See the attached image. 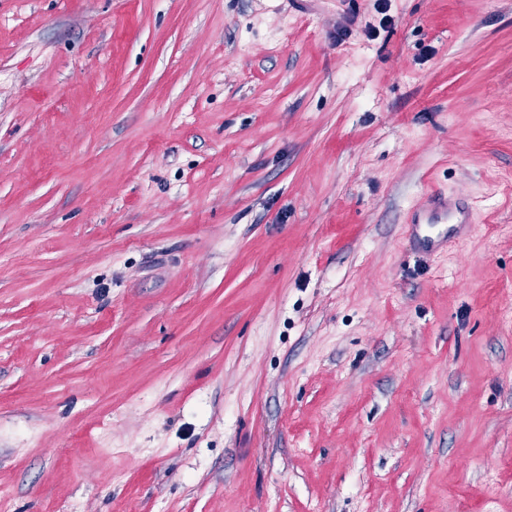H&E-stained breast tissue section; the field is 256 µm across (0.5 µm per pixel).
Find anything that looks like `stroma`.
Masks as SVG:
<instances>
[{"label": "stroma", "mask_w": 512, "mask_h": 512, "mask_svg": "<svg viewBox=\"0 0 512 512\" xmlns=\"http://www.w3.org/2000/svg\"><path fill=\"white\" fill-rule=\"evenodd\" d=\"M1 493L512 512V0H0ZM420 220L425 224L422 226L427 228L434 227V224H457L459 231L469 223L456 203L449 200L436 201L432 194L419 207L418 221Z\"/></svg>", "instance_id": "35a3bbf8"}]
</instances>
